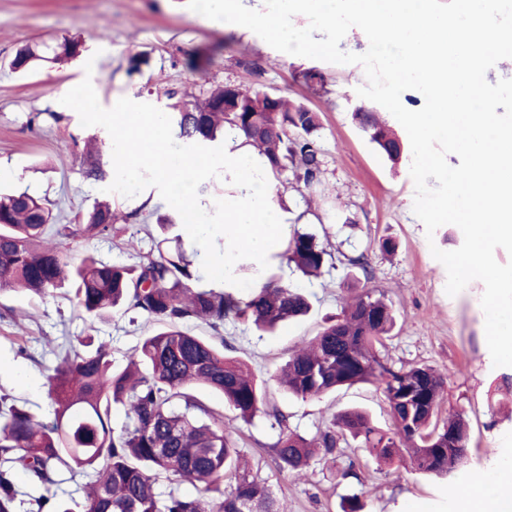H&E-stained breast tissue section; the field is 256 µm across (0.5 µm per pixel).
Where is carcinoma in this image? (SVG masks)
<instances>
[{
    "label": "carcinoma",
    "instance_id": "cac0c4a2",
    "mask_svg": "<svg viewBox=\"0 0 512 512\" xmlns=\"http://www.w3.org/2000/svg\"><path fill=\"white\" fill-rule=\"evenodd\" d=\"M166 120L188 149L212 146L224 130L266 158L274 179L291 173L308 192L307 207L322 199L323 159L314 133L316 112L279 94L214 84L197 97L167 92ZM238 110L224 112V100ZM370 140L392 162L398 161L397 135L373 112L355 113ZM84 174L105 178L101 155H84ZM138 212L124 214L108 203L93 207L83 224H58L47 201L17 190L0 194V292L36 295L70 288L89 316L102 318L127 307L154 322L126 355V366L112 368L104 344L86 351L55 352L47 375L54 416L43 420L25 407L0 408V512H17L13 469L50 489L61 470L87 479L81 512H285L284 503L242 463L233 437L224 432L223 413L202 407L192 394L206 388L219 394L244 421L273 417L281 434L273 447L278 467L297 476L316 454L336 451L337 435L350 436L370 456L391 461L409 447L414 471L446 477L468 457L470 426L462 414L437 418L445 380L425 365L395 369L378 352L395 326L391 304L373 290L346 289L341 313L325 321L316 336L297 347L273 379L288 394L318 398L360 383L375 385L389 408L393 428L383 431L360 408L337 412L330 426L308 439L288 430V417L269 407L267 382L209 340L182 329L191 319L220 334L229 319L273 330L281 322L306 316L308 298L269 276L247 298L195 285L194 261L180 236L158 240L157 253L140 256L135 266L112 265L85 257L72 263L64 242L76 236L110 235ZM303 274L316 276L330 254L314 235L296 232L282 252ZM125 408L127 421L114 431L112 407ZM232 488L221 489L224 477ZM185 481L201 484L197 496L180 492ZM168 487L160 489V483Z\"/></svg>",
    "mask_w": 512,
    "mask_h": 512
}]
</instances>
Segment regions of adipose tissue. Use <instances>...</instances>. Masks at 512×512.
Instances as JSON below:
<instances>
[{
    "label": "adipose tissue",
    "mask_w": 512,
    "mask_h": 512,
    "mask_svg": "<svg viewBox=\"0 0 512 512\" xmlns=\"http://www.w3.org/2000/svg\"><path fill=\"white\" fill-rule=\"evenodd\" d=\"M69 107L97 113L99 121L112 130L113 156L117 169L128 183H135L143 168H150L174 202L186 211H198L196 183L214 168L224 172V195L218 204L223 221L208 224L197 218L184 224L189 242L218 235L220 246L202 251L203 266L222 286H230L242 263L266 266L281 249L288 213L275 197L267 160L242 146L233 133L224 137V156L174 153L172 140L159 113L143 108L134 94L118 99L110 112L98 113L92 86L64 92ZM512 466H502L474 475L461 473L453 493L457 512H512Z\"/></svg>",
    "instance_id": "ef3b65f1"
}]
</instances>
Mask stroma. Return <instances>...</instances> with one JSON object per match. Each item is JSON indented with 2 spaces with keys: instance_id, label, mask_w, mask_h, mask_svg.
I'll use <instances>...</instances> for the list:
<instances>
[{
  "instance_id": "stroma-1",
  "label": "stroma",
  "mask_w": 512,
  "mask_h": 512,
  "mask_svg": "<svg viewBox=\"0 0 512 512\" xmlns=\"http://www.w3.org/2000/svg\"><path fill=\"white\" fill-rule=\"evenodd\" d=\"M67 38L80 42V53L57 60L58 46ZM24 46L36 58L28 69L13 70L15 53ZM135 53L146 54L148 66L131 70L128 58ZM192 59L199 61V69L189 68ZM213 79L281 93L318 112L325 201L311 214L287 181H277L276 187L287 193L299 230L315 234L333 256L319 276L310 278L286 261L273 262L283 283L308 296L311 310L273 334L225 321L227 356L245 361L257 377L269 378L296 346L339 314L342 284L351 274L348 260L366 255L370 275L358 285L384 294L397 319L380 350L383 361L396 368L429 365L446 375L442 411L461 412L471 424L465 470L512 464V392L504 387L512 367L492 363L481 307L484 285L475 280L457 296L447 295V271L431 250H456L463 234L446 224L427 235L413 212L411 155L391 163L354 122V110L365 103L357 89L367 83L359 65L286 56L260 37L248 39L222 23L201 19L186 0H0V191L26 190L48 200L63 224L84 221L95 202L103 200L128 213L146 198L158 213L171 212L173 203L150 173H143L130 190L119 183L111 130L94 124L91 113L65 108L60 95L67 87L90 84L100 110H110L113 101L132 92L148 109L162 113L167 91L198 96ZM90 136L101 148L106 172L101 181L83 174V147ZM387 238L397 242L396 252L382 250ZM154 245L143 224L134 220L120 237H78L66 248L75 262L91 254L131 266ZM153 328L144 316L122 309L103 320L89 318L60 290L43 296L0 292V397L50 419L54 406L46 374L56 357L45 337L63 334L76 346L89 340L105 343L113 367L121 368L126 352ZM194 395L200 404L223 412L225 431L236 439L258 481L287 503L288 512H341L343 497L353 493L360 495L363 512H453L445 482L419 475L406 457L378 464L348 437L339 441L335 457L314 458L305 477L280 470L272 447L281 429L273 418L258 416L246 423L217 394L199 388ZM268 398L287 414L289 429L308 437L324 430L332 414L351 406L367 410L378 427L391 425L382 395L369 384L307 400L273 385ZM350 469L355 472L351 478L346 475ZM14 481L22 502L19 512H34L38 498L48 494L83 498L80 477L63 476L48 490L21 471Z\"/></svg>"
}]
</instances>
